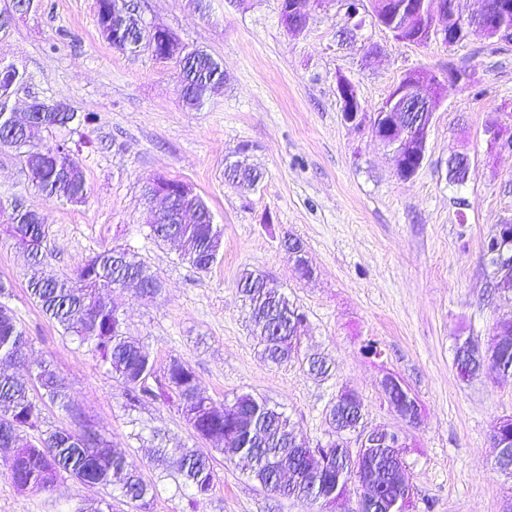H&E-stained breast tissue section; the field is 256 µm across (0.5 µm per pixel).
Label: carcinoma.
Masks as SVG:
<instances>
[{
	"instance_id": "obj_1",
	"label": "carcinoma",
	"mask_w": 512,
	"mask_h": 512,
	"mask_svg": "<svg viewBox=\"0 0 512 512\" xmlns=\"http://www.w3.org/2000/svg\"><path fill=\"white\" fill-rule=\"evenodd\" d=\"M97 27L101 36L119 50H133L144 40V28L122 14L112 0H97ZM378 22L396 39L411 38L431 26L426 0H381ZM184 104L196 109L208 95L224 84V70L206 51L185 49L177 62ZM24 80L11 65L0 66V148H9L21 156L33 185L48 199L83 202L88 194L84 173L71 150L63 143L38 146L30 142L23 128L13 121L10 107L12 87ZM34 119L45 130L66 128L77 113L62 103H49L34 112ZM394 122L399 132L389 137L388 147L407 156L416 166L421 155L411 145L419 130L416 116L410 112L394 115L368 113L366 127L370 134H381ZM224 179L236 186H253L262 180L253 168L224 173ZM167 195L175 196L171 211L182 214L180 223L162 211H149L146 227L158 242L177 247L180 259L206 271L217 260L223 245L224 229L213 222L208 206L198 197L187 198L178 190V181L166 183ZM8 229L15 243L27 251L30 259L28 292L43 314L64 333L87 343L95 355L127 389L129 401L142 404L160 397L176 399L178 410L199 438L215 441L212 451L232 463L238 458L249 461L250 477L265 489H280V495L310 504H324L350 491L357 477L359 461L349 454L348 436L364 423L365 404L355 393L344 390L336 396L328 411L331 434L315 447L297 439L291 420L276 407L251 393L233 395L224 409H207L195 372L177 357L163 382L153 385L155 368L149 349L125 335L123 320L101 292L103 288L138 280L145 287L137 289L144 297L156 296L164 284L152 274L137 253L126 248H112L97 253L77 271L74 278L43 275L48 229L38 211L26 205L15 206L8 217ZM483 257L488 266H500L504 272L493 277L492 288L512 292V250L502 246L493 234L484 243ZM263 276L248 269L237 279L239 294L250 310L252 334L259 337L262 356L280 365L299 357L300 339L306 326L303 312L288 297L263 287ZM509 336H489L481 344L469 337L457 339L455 362L466 364L464 379L480 376L490 365L505 373L512 371V318L507 319ZM30 345L26 331L13 311L0 304V359L15 360L16 352ZM40 399L68 408V393L52 364H35L33 379L21 381L0 375V448L13 449L8 478L21 491L45 493L53 490L51 481L64 476L87 486H107L119 490L137 512H149L156 487L146 482L125 453L111 446L106 437L87 426L79 430H54L30 435L38 428ZM393 398L401 406L400 415L413 422L416 402L407 389L395 391ZM372 457L370 485L371 512H387L393 504L411 497L412 488L400 476L403 463L393 459L381 444L370 450ZM155 462L175 472L195 495L205 496L213 487L212 456L196 444L172 448L155 447Z\"/></svg>"
}]
</instances>
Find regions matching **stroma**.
I'll list each match as a JSON object with an SVG mask.
<instances>
[{
  "mask_svg": "<svg viewBox=\"0 0 512 512\" xmlns=\"http://www.w3.org/2000/svg\"><path fill=\"white\" fill-rule=\"evenodd\" d=\"M11 5L0 0V12L11 13L0 31V62L26 77L12 104L36 96L82 117L40 131L37 142L68 141L89 189L85 203L43 197L22 159L0 149V203L22 201L48 226L46 275L75 276L108 248L134 251L164 287L151 298L116 288L111 299L156 372L180 357L213 406L241 392L266 398L312 445L328 437L338 392L353 390L367 425L408 439L411 512H505L512 478L494 469L490 434L497 419L512 417V373L489 370L467 381L454 357L458 338L486 339L499 318L512 316V293L488 299L491 270L483 262L485 240L512 219V151L491 146L484 134L492 117L512 127V43L473 36L455 47H418L378 25L370 0H360L365 21L352 43L341 38L349 25L344 0H327L300 32L285 26L280 0H206L202 12L186 0H139L143 24L165 27L224 68L223 86L190 111L175 62L101 38L96 0H39L27 13ZM452 64L471 69L475 81L448 87L421 167L400 179L391 152L345 123L336 79L354 82L371 112L406 72L441 81ZM242 148L264 173L249 191L224 181L226 158ZM459 152L471 162L462 185L448 180V158ZM159 177L188 184L223 227L224 247L209 271L182 263L149 236L145 214L160 203L146 188ZM290 238L302 242L311 277L289 261ZM245 268L267 276L305 313L302 350L324 356L328 376L310 375L297 360H263L237 291ZM28 272L26 253L0 223V281L10 284L6 303L31 341L27 361H0V372L23 377L31 360L51 361L72 403L68 411L40 403L41 430L85 424L106 436L155 484L151 512H320L271 494L248 478L245 462L219 455L211 492L194 500L191 488L151 459L153 432L173 446L194 440L177 406L130 405L107 365L42 315L27 293ZM370 339L381 343V357L363 353ZM389 377L420 405L418 426L391 407ZM89 498L133 512L111 487L68 478L49 494L20 491L0 466V512H75Z\"/></svg>",
  "mask_w": 512,
  "mask_h": 512,
  "instance_id": "35a3bbf8",
  "label": "stroma"
}]
</instances>
